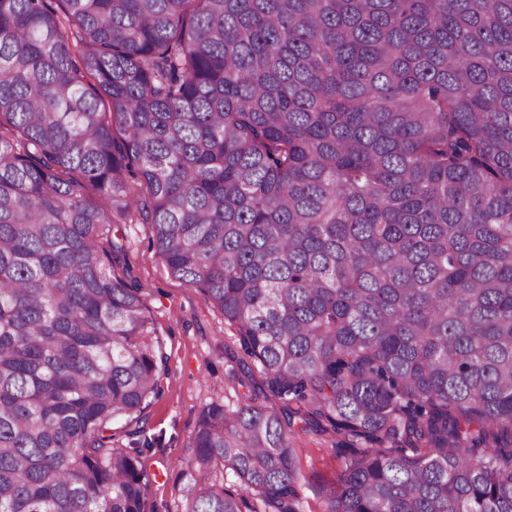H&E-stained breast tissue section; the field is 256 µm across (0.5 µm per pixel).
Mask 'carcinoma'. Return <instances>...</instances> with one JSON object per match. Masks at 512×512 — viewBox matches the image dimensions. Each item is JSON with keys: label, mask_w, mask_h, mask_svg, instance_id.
Returning a JSON list of instances; mask_svg holds the SVG:
<instances>
[{"label": "carcinoma", "mask_w": 512, "mask_h": 512, "mask_svg": "<svg viewBox=\"0 0 512 512\" xmlns=\"http://www.w3.org/2000/svg\"><path fill=\"white\" fill-rule=\"evenodd\" d=\"M133 212L261 375L184 512H512V0H0V512H159ZM342 440L335 435H317L300 430L295 434L293 447L299 448L300 465L305 477L300 491L303 512H321L322 488L339 469L334 448H340Z\"/></svg>", "instance_id": "1"}]
</instances>
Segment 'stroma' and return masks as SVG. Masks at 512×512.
Listing matches in <instances>:
<instances>
[{
    "mask_svg": "<svg viewBox=\"0 0 512 512\" xmlns=\"http://www.w3.org/2000/svg\"><path fill=\"white\" fill-rule=\"evenodd\" d=\"M119 233L125 239V256L117 273L141 287L167 356L160 392L144 411L148 429L161 437L143 456L149 491L161 512H181L178 486L187 475L201 410L213 401L239 404L253 393L260 376L255 367L240 366L235 327L197 289L169 274L152 244L149 225L124 224ZM338 443L335 435L295 434L293 445L304 475L303 512H321L322 489L339 468Z\"/></svg>",
    "mask_w": 512,
    "mask_h": 512,
    "instance_id": "1",
    "label": "stroma"
}]
</instances>
